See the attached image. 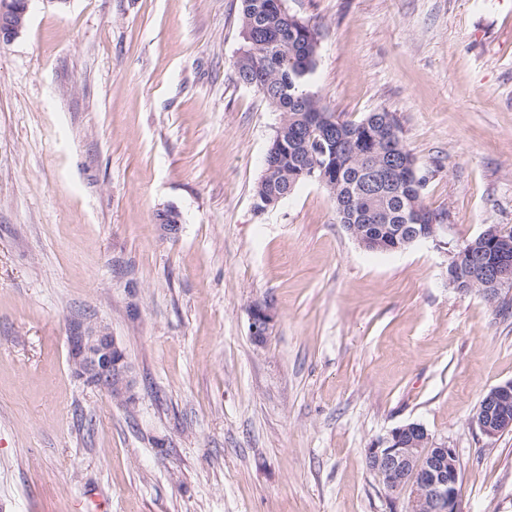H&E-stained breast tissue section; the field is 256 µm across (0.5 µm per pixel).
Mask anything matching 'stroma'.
I'll return each mask as SVG.
<instances>
[{
    "label": "stroma",
    "instance_id": "stroma-1",
    "mask_svg": "<svg viewBox=\"0 0 512 512\" xmlns=\"http://www.w3.org/2000/svg\"><path fill=\"white\" fill-rule=\"evenodd\" d=\"M285 6L321 32L311 91L395 116L446 230L366 251L316 182L257 211L279 115L235 78L240 0H33L0 44V512H389L366 451L408 423L455 449L459 512H512V432L470 423L512 380V291L448 284L512 233V0ZM76 320L133 404L73 375ZM275 311L270 301L254 302L249 307V335L256 346H263L275 323ZM69 358L76 363L81 380L121 403L135 401L134 380L117 339L85 321L68 327Z\"/></svg>",
    "mask_w": 512,
    "mask_h": 512
}]
</instances>
